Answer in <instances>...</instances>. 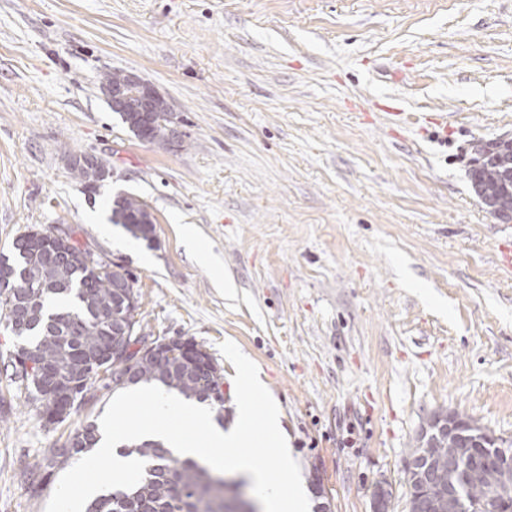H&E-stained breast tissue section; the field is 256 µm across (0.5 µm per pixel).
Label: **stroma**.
Listing matches in <instances>:
<instances>
[{
    "label": "stroma",
    "instance_id": "1",
    "mask_svg": "<svg viewBox=\"0 0 512 512\" xmlns=\"http://www.w3.org/2000/svg\"><path fill=\"white\" fill-rule=\"evenodd\" d=\"M152 84L177 142L135 138L98 76ZM512 134V0H0V251L64 225L136 280L146 337L258 367L313 503L409 512L404 464L435 412L512 442V223L472 189V144ZM112 175L83 190L67 159ZM140 197L152 242L112 223ZM112 390L45 425L0 369V512H45L49 449Z\"/></svg>",
    "mask_w": 512,
    "mask_h": 512
}]
</instances>
